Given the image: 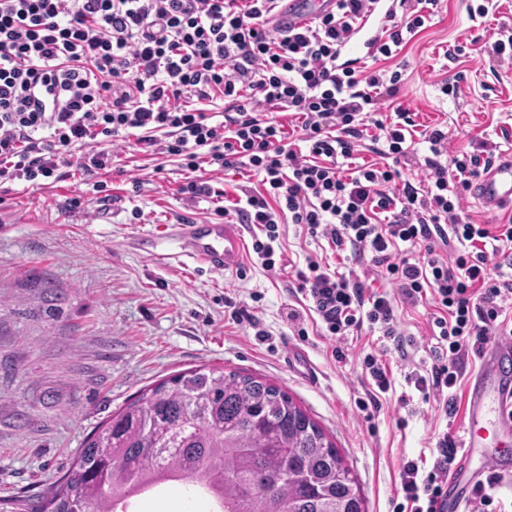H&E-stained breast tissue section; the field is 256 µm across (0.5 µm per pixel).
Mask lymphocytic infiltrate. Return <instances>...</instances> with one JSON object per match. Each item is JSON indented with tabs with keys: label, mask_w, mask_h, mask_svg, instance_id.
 <instances>
[{
	"label": "lymphocytic infiltrate",
	"mask_w": 512,
	"mask_h": 512,
	"mask_svg": "<svg viewBox=\"0 0 512 512\" xmlns=\"http://www.w3.org/2000/svg\"><path fill=\"white\" fill-rule=\"evenodd\" d=\"M371 2L337 0L335 12L284 31L272 25L277 0H0V184L105 168L99 144L132 136L189 171L181 194L215 199V215L255 225L251 248L266 270L276 268L284 224L337 253L371 254L403 302L431 298L432 365L406 381L452 416L465 360L512 335V220L476 224L464 211L493 149L452 152L447 131H416L400 72L337 64ZM436 5L408 0L388 15L373 59L394 58ZM217 98L220 121L209 110ZM421 143L429 154L415 186L396 163ZM364 149L377 162H358ZM208 169L242 170L257 184L231 197L208 183ZM296 278L328 336L376 329L406 352L387 293L311 257ZM456 454L445 435L431 467L407 462L393 512H441Z\"/></svg>",
	"instance_id": "1"
}]
</instances>
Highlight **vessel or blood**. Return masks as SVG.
I'll use <instances>...</instances> for the list:
<instances>
[{
	"mask_svg": "<svg viewBox=\"0 0 512 512\" xmlns=\"http://www.w3.org/2000/svg\"><path fill=\"white\" fill-rule=\"evenodd\" d=\"M337 0H280L273 17L274 26L296 29L307 26L325 14L334 12ZM397 0H374L358 21L353 34L341 48L342 55L361 60L372 50L381 32V22L396 10ZM474 199L494 212L512 203V155L494 164L470 187ZM170 235L182 252L194 262L215 272L237 270L243 261L242 225L228 221L215 224H174ZM512 340L496 345L480 359L478 371L469 386L468 412L461 442V457L448 479V494L443 512H470L473 490L486 472L512 475V448L488 449L484 422L494 416L499 431L512 430Z\"/></svg>",
	"mask_w": 512,
	"mask_h": 512,
	"instance_id": "b4317fda",
	"label": "vessel or blood"
}]
</instances>
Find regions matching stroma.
I'll return each instance as SVG.
<instances>
[{
  "instance_id": "35a3bbf8",
  "label": "stroma",
  "mask_w": 512,
  "mask_h": 512,
  "mask_svg": "<svg viewBox=\"0 0 512 512\" xmlns=\"http://www.w3.org/2000/svg\"><path fill=\"white\" fill-rule=\"evenodd\" d=\"M481 4L488 17L470 15ZM493 17L512 22V0H441L385 64L402 72L401 99L416 123L448 128L454 150L512 134V59L483 50ZM448 71L462 76L454 95L441 91ZM101 148L115 156L106 169L0 193V497L42 493L87 437L145 389L219 367L287 391L345 457L366 512H392L404 464L432 465L441 433L460 439L476 359L464 365L457 414L446 417L405 380L413 366L432 364L429 303L395 306L399 327L417 342L413 362L376 330L334 343L306 311L295 271L314 256L385 291L370 260L337 256L326 240L285 224V269L265 270L248 254L244 272L209 271L161 237L162 225L214 219L209 199L180 194L186 173L177 159L159 162L132 137ZM291 307L303 313L300 327L286 318ZM337 347L343 358L333 357ZM296 349L313 375L286 363ZM369 352L389 368L392 387L363 411L358 403L374 388L362 366Z\"/></svg>"
}]
</instances>
